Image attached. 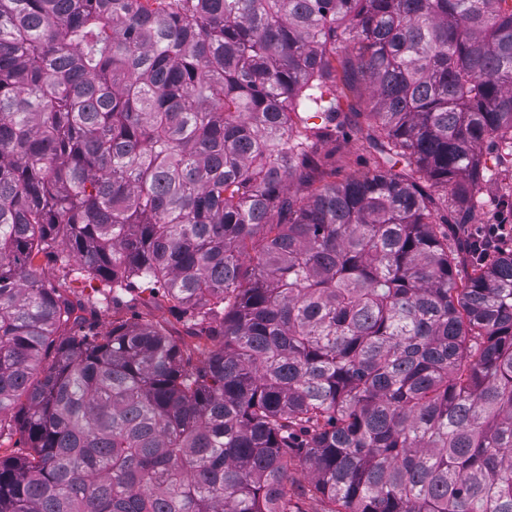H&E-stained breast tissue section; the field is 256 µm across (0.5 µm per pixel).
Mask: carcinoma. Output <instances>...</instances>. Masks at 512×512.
I'll return each mask as SVG.
<instances>
[{
    "mask_svg": "<svg viewBox=\"0 0 512 512\" xmlns=\"http://www.w3.org/2000/svg\"><path fill=\"white\" fill-rule=\"evenodd\" d=\"M506 2L0 0V512H512V251L464 232ZM41 256L205 342L95 333ZM363 134L355 129L347 130L348 143L341 155L336 156V177L330 180L342 181L351 176L369 174L373 170L370 153L366 147L364 136L366 124H362Z\"/></svg>",
    "mask_w": 512,
    "mask_h": 512,
    "instance_id": "carcinoma-1",
    "label": "carcinoma"
}]
</instances>
